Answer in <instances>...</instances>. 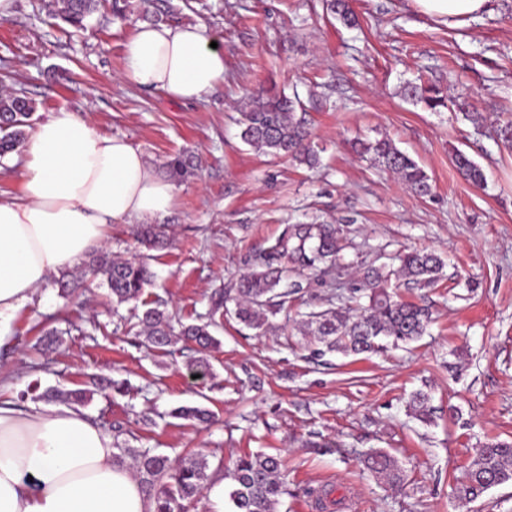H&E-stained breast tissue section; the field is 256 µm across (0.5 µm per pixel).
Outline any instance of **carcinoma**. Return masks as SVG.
<instances>
[{
    "instance_id": "obj_1",
    "label": "carcinoma",
    "mask_w": 512,
    "mask_h": 512,
    "mask_svg": "<svg viewBox=\"0 0 512 512\" xmlns=\"http://www.w3.org/2000/svg\"><path fill=\"white\" fill-rule=\"evenodd\" d=\"M325 6L344 23L350 26L355 23L347 0H325ZM100 7V0H49L48 13L78 29ZM407 95L430 109L447 106L446 99L432 87L412 86ZM297 105L298 99L285 95H269L263 91L251 94L249 106L239 119L242 141L266 155L315 166L318 157L310 145V132L297 115ZM36 111L37 103L30 98L0 94L1 160L25 144L27 128L31 127V118ZM358 145L360 153L398 174L413 193L419 196L431 194L432 184L426 171L390 139L360 141ZM453 162L465 180L477 186L483 184L481 168L468 155L457 150ZM194 163L193 155L180 153L168 161V176L179 182L190 173ZM341 233L337 224L288 225L261 264L241 276L235 295L227 298L217 295L211 314L189 324L173 320L158 301H141L153 278L144 256L115 260L101 251L85 264V274H102L112 300L118 304L142 302L144 310L137 316L139 330L136 335L144 337L149 349L162 354L180 341L190 345L195 357L188 363L187 370L204 378L211 370L209 353L218 345L212 332L215 326L213 315L231 301L235 304L234 313L239 323L263 332L268 325V314L288 303V288L299 287L296 282H286L287 268L326 272L344 267ZM137 241L143 249L155 250L164 245L165 233L157 224H141L137 229ZM399 261L397 277L418 288H432L444 277L446 259L436 252L413 250L401 255ZM390 276L391 273L382 267L368 268L362 281L351 289L353 293H365L368 303L354 311L336 307L310 312L302 321L304 334L314 337L326 351L346 355L378 353L420 339L431 323V312L425 305L401 300L389 289ZM121 388L122 385L110 379H99L92 381L90 389H75L64 394L50 390L42 393L40 398L52 401L63 397L72 404L84 406L97 392L119 391ZM409 409L423 422L432 421L435 414L431 396L422 390L410 395ZM173 415L206 422L211 412L205 407H181ZM126 455L132 458L136 476L148 495L150 512H188L207 488L208 461L202 455L185 463H175L149 449L125 448L121 455L113 453V458L122 464ZM363 465L389 487H398L405 480L404 470L397 459L384 449L366 453ZM228 478L231 480L228 499L232 512H278L281 499L290 495L284 461L278 452L257 451L239 456ZM510 483L512 441H490L480 449L460 493L474 501L490 489Z\"/></svg>"
}]
</instances>
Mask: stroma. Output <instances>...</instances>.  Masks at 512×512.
<instances>
[{
    "label": "stroma",
    "instance_id": "1",
    "mask_svg": "<svg viewBox=\"0 0 512 512\" xmlns=\"http://www.w3.org/2000/svg\"><path fill=\"white\" fill-rule=\"evenodd\" d=\"M45 3L16 0L0 20V84L36 101L35 122L84 110L97 132L126 138L157 169L182 151L203 160L159 220L170 241L151 254L144 300L184 322L206 315L212 294L235 290L288 225L340 217L354 220L343 282L371 266L396 269L406 248L443 252L448 265L437 287L396 283L404 300L435 312L415 343L314 356L297 324L338 302L330 276L307 271L265 334L216 314L221 343L203 381L189 375L188 353L146 348L132 331V305L114 304L103 278H83L69 300L50 280L15 318L12 347L0 350L7 396H32L37 385L86 388L95 377L124 382L126 392L95 394L84 408L116 446L176 462L201 451L213 478L245 452H280L291 494L279 512H316L325 488L337 501L329 512H512V484L474 502L458 495L479 448L512 440V148L497 136L512 122V0L445 21L409 0H350L354 28L324 13L322 0H129L125 16L105 6L78 31L57 27ZM164 7L167 25L205 24L224 50V82L204 101H174L123 79L126 42ZM416 81L438 88L446 106L405 98ZM261 87L299 94L317 168L241 140L240 111ZM382 137L423 167L432 196L352 148ZM457 150L483 169L482 186L459 175ZM52 329L62 339L55 351L41 344ZM418 389L437 409L432 424L408 411ZM180 406L206 407L213 419L171 417ZM371 448L403 464L402 486L364 471Z\"/></svg>",
    "mask_w": 512,
    "mask_h": 512
}]
</instances>
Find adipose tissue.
Instances as JSON below:
<instances>
[{"label": "adipose tissue", "mask_w": 512, "mask_h": 512, "mask_svg": "<svg viewBox=\"0 0 512 512\" xmlns=\"http://www.w3.org/2000/svg\"><path fill=\"white\" fill-rule=\"evenodd\" d=\"M211 42L202 24H141L125 46V77L205 100L224 82V52ZM22 177V196L0 200V348L35 290L102 247L112 223L161 217L175 202L174 184L130 141L64 108L29 139ZM113 453L111 434L78 407L0 400V512H148Z\"/></svg>", "instance_id": "obj_1"}]
</instances>
